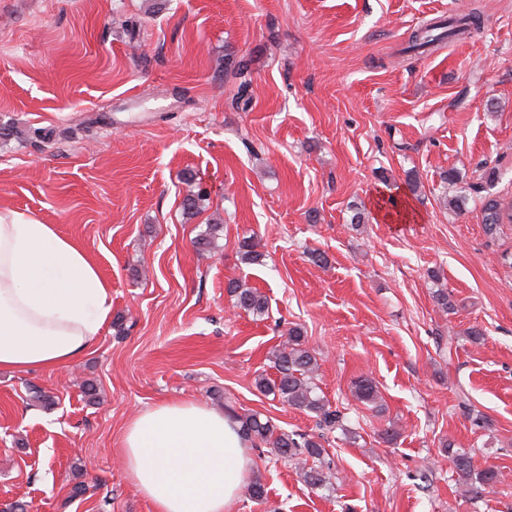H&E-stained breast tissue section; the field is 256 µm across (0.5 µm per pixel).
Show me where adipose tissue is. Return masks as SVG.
Returning <instances> with one entry per match:
<instances>
[{
    "label": "adipose tissue",
    "instance_id": "obj_1",
    "mask_svg": "<svg viewBox=\"0 0 512 512\" xmlns=\"http://www.w3.org/2000/svg\"><path fill=\"white\" fill-rule=\"evenodd\" d=\"M112 310L109 284L54 225L0 209V370L70 365ZM124 473L153 512H227L251 470L235 423L203 404L160 403L122 437Z\"/></svg>",
    "mask_w": 512,
    "mask_h": 512
}]
</instances>
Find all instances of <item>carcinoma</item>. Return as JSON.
Masks as SVG:
<instances>
[{
  "instance_id": "1",
  "label": "carcinoma",
  "mask_w": 512,
  "mask_h": 512,
  "mask_svg": "<svg viewBox=\"0 0 512 512\" xmlns=\"http://www.w3.org/2000/svg\"><path fill=\"white\" fill-rule=\"evenodd\" d=\"M480 30L479 18L471 13L446 21H434L415 29L409 37L408 50L424 53L436 43L452 39L469 30ZM483 223L488 233H494L501 224L512 223V201L506 202L498 197L487 195L482 200ZM222 224H209L200 235L196 244L199 250L208 249L223 231ZM241 260L246 263L260 261L262 254L256 250L253 236H244L237 244ZM235 306L256 317L265 314L267 299L256 289L231 279L227 283ZM273 368L277 371L274 379L259 376V388L277 397L288 406L311 412L316 415V425L321 433L318 435L300 434L295 432H279L268 418H261L258 413L236 418L240 423L241 435L255 446L265 445L274 454L298 466L304 481L312 488H323L329 484L328 469L322 464L307 465L308 459H323L325 449L322 444L324 430L343 427V414L333 410L318 393L315 383L317 360L306 346L304 336L297 328L288 329V336L281 347L272 353ZM354 395L360 402L381 410L380 395L377 386L366 377L354 382ZM452 464L460 477L464 479V495L471 499H480L489 493L500 482L499 471L489 467L478 472L474 471L472 458L466 453H452Z\"/></svg>"
}]
</instances>
